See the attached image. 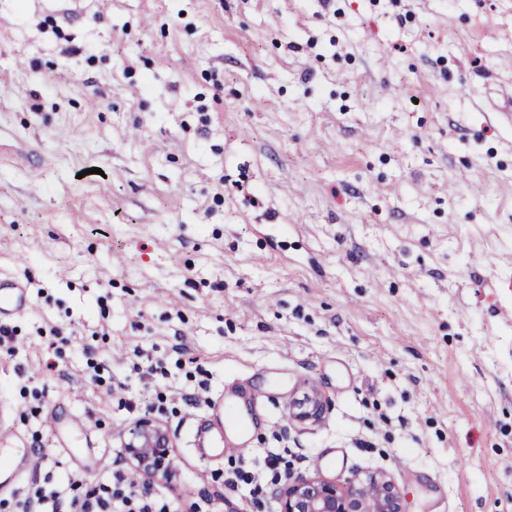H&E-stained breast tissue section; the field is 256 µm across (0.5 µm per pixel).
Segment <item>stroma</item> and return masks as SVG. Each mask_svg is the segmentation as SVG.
<instances>
[{"instance_id": "1", "label": "stroma", "mask_w": 512, "mask_h": 512, "mask_svg": "<svg viewBox=\"0 0 512 512\" xmlns=\"http://www.w3.org/2000/svg\"><path fill=\"white\" fill-rule=\"evenodd\" d=\"M0 277V448L49 451L0 512L160 397L153 490L280 512L228 482L229 382L295 472L512 512V0H0ZM27 296L24 286L16 283L9 287L0 285V319L3 316L19 313L27 308Z\"/></svg>"}]
</instances>
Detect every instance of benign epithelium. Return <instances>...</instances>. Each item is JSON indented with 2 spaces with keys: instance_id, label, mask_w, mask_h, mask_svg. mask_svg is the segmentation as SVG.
Here are the masks:
<instances>
[{
  "instance_id": "7a95c632",
  "label": "benign epithelium",
  "mask_w": 512,
  "mask_h": 512,
  "mask_svg": "<svg viewBox=\"0 0 512 512\" xmlns=\"http://www.w3.org/2000/svg\"><path fill=\"white\" fill-rule=\"evenodd\" d=\"M320 396L309 398L297 416H321ZM173 440L155 419L144 417L124 434L121 456L144 479L168 478L172 474ZM280 512H406L405 496L382 473L353 475L339 484L320 475L294 474L280 489Z\"/></svg>"
}]
</instances>
